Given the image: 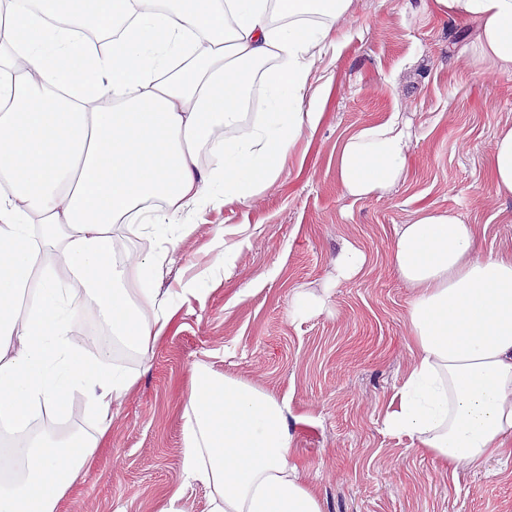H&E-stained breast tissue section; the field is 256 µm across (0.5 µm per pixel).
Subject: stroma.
<instances>
[{"instance_id": "obj_1", "label": "stroma", "mask_w": 512, "mask_h": 512, "mask_svg": "<svg viewBox=\"0 0 512 512\" xmlns=\"http://www.w3.org/2000/svg\"><path fill=\"white\" fill-rule=\"evenodd\" d=\"M418 4L354 0L339 44L312 70L316 128L249 203L210 207L180 226L158 283L175 299L167 329L150 358L108 357L135 383L106 435L83 392L64 413L45 412L38 435L100 438L59 512H160L176 488L184 512H209L208 489L181 477L184 408L200 364L287 403L289 461L324 512H512V462L452 476L384 427L413 361L412 291L391 262L395 227L420 209L451 208L473 224L482 255L512 249V198L496 195L488 171L497 128L512 125V72L462 56L476 22ZM396 113L412 132L405 181L381 199L343 196L342 143ZM114 243L124 270L164 246L126 227ZM349 243L367 263L339 283L336 257ZM303 286L321 305L297 320Z\"/></svg>"}]
</instances>
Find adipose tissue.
<instances>
[{"instance_id": "ef3b65f1", "label": "adipose tissue", "mask_w": 512, "mask_h": 512, "mask_svg": "<svg viewBox=\"0 0 512 512\" xmlns=\"http://www.w3.org/2000/svg\"><path fill=\"white\" fill-rule=\"evenodd\" d=\"M0 0V422L65 408L84 391L102 428L133 380L92 361L70 339L69 301L95 307L113 334L148 355L172 308L155 283L167 252L125 273L108 260L112 229L160 201L159 237L219 202L248 203L292 145L318 124L305 106L313 65L353 0ZM424 11L477 22L467 56L512 71V0H422ZM111 35L95 53L87 26ZM268 91L260 123L243 122L247 88ZM411 132L399 117L351 134L338 154L343 195L383 197L407 174ZM208 147L209 167L199 162ZM498 195L512 198V125L489 159ZM65 230L55 264L36 274L30 218ZM414 292L407 309L414 360L388 430L449 472L512 457V252L483 256L472 225L452 209L424 208L398 225L391 251ZM140 298L132 304L127 283ZM25 315H18L19 307ZM150 308L146 320L142 308ZM183 475L210 488L209 512H323L288 462L287 407L260 388L195 368L185 408ZM97 439L34 438L11 447L22 476L0 484V512H57Z\"/></svg>"}]
</instances>
